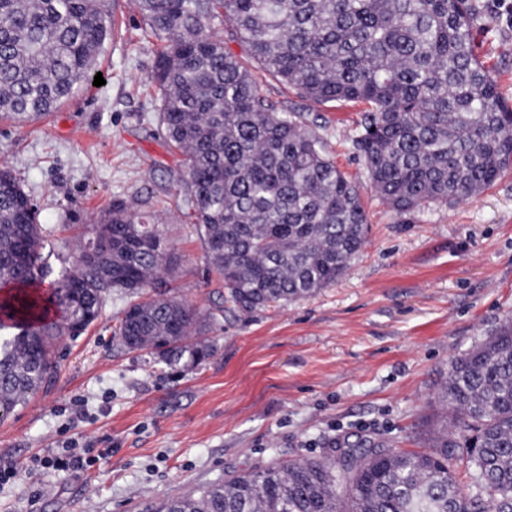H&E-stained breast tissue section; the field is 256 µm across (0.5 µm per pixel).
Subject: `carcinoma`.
Segmentation results:
<instances>
[{"label":"carcinoma","instance_id":"cac0c4a2","mask_svg":"<svg viewBox=\"0 0 512 512\" xmlns=\"http://www.w3.org/2000/svg\"><path fill=\"white\" fill-rule=\"evenodd\" d=\"M154 39L158 119L224 303L253 311L335 283L366 242L363 186L301 112L279 109L215 31L317 106L362 104L353 148L367 186L399 217L470 197L512 169V106L473 48L476 0H138ZM103 0H0V120L48 115L93 79L112 37ZM49 296L44 236L0 168V419L55 373V344L101 315L114 291L142 295L174 257L157 219L112 203ZM209 318L175 296L130 303L114 330L183 369L211 355L189 336ZM450 425L428 452L343 440L326 457L241 472L158 512H512V317L451 362ZM343 458H336V449ZM464 467L467 489L455 472Z\"/></svg>","mask_w":512,"mask_h":512}]
</instances>
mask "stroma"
Instances as JSON below:
<instances>
[{"label":"stroma","instance_id":"stroma-1","mask_svg":"<svg viewBox=\"0 0 512 512\" xmlns=\"http://www.w3.org/2000/svg\"><path fill=\"white\" fill-rule=\"evenodd\" d=\"M475 51L512 102V0H477ZM116 26L98 61L105 83L78 86L49 116L0 122V167L34 204L49 266H71L91 224L113 201L155 213L179 259L156 291L202 313L213 354L176 371L128 351L113 331L129 295L112 293L97 321L56 348L51 382L0 421V468L26 471L68 443L100 458L80 472L0 484V512H155L165 498L284 459L325 456L339 438L373 436L400 450L430 448L447 411L448 366L512 316V169L472 198L434 205L410 221L363 191L367 242L335 284L250 313L224 308V285L177 181L149 80L154 50L137 0H115ZM277 107L307 115L337 167L365 183L351 140L360 112L321 111L273 77ZM82 401L85 419L67 412Z\"/></svg>","mask_w":512,"mask_h":512}]
</instances>
